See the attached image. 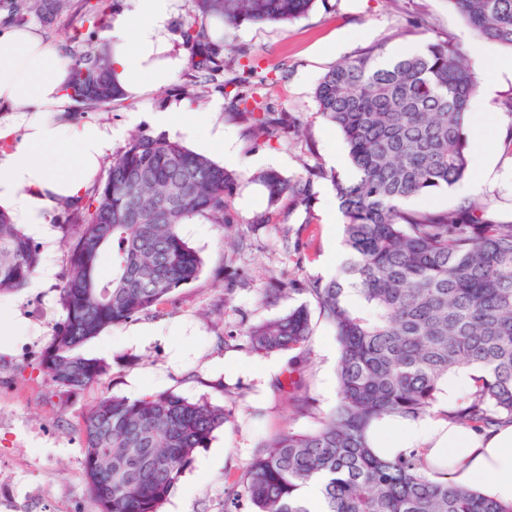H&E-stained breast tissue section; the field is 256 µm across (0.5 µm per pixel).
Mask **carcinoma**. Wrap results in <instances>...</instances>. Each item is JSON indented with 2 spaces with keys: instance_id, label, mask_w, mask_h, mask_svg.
Masks as SVG:
<instances>
[{
  "instance_id": "1",
  "label": "carcinoma",
  "mask_w": 512,
  "mask_h": 512,
  "mask_svg": "<svg viewBox=\"0 0 512 512\" xmlns=\"http://www.w3.org/2000/svg\"><path fill=\"white\" fill-rule=\"evenodd\" d=\"M43 0H0L21 20ZM316 0H190L182 36L204 78L224 71V50L206 23L291 21ZM481 38L512 49V0H448ZM108 0H82L81 18L96 27ZM375 46L344 59L318 81L320 115L344 141L352 175L316 166L286 177L263 171L254 180L270 207L286 198L309 210L314 179L331 182L352 255L345 273L262 288L266 299L307 295L339 344L336 407L307 432L282 430L263 440L230 486L254 512H313L301 489L318 484V512H512L503 502L447 478L448 466L413 450L380 456L371 443L384 419L431 414L448 376L478 372L472 391L448 417L473 432L512 424V221L464 199L447 211H408L402 204L448 189L470 171L465 117L479 82L466 52L452 39L377 66ZM69 88L82 103L124 99L105 55L93 47L72 58ZM253 70L224 84L236 92L231 110L250 115L256 138L283 133L270 102L250 92ZM239 175L176 141L135 135L115 155L106 180L66 204L73 223L59 226L66 266L59 287L64 323L40 365L67 390L98 382L108 365L81 347L196 281L199 252L180 227L196 216L230 222ZM42 250L0 208V295L26 288ZM355 293L360 305L349 300ZM310 304L248 327L250 352L299 349L311 336ZM229 421L224 407L162 392L130 400L101 398L82 426L87 490L97 512H159L200 448Z\"/></svg>"
}]
</instances>
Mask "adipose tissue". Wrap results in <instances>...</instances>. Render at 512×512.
I'll return each mask as SVG.
<instances>
[{
	"label": "adipose tissue",
	"instance_id": "obj_1",
	"mask_svg": "<svg viewBox=\"0 0 512 512\" xmlns=\"http://www.w3.org/2000/svg\"><path fill=\"white\" fill-rule=\"evenodd\" d=\"M108 16L98 40L111 73L127 94L175 81L183 61L168 57L167 27L175 0H128ZM71 61L43 42L34 28L0 32V206L27 234H40L66 200L80 199L112 150V128L69 123ZM373 435L387 457L420 448L434 464L453 460V480L469 486L490 478L491 495L512 501V425L486 437L442 417L383 420Z\"/></svg>",
	"mask_w": 512,
	"mask_h": 512
}]
</instances>
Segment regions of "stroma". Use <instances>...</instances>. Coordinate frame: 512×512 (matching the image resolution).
<instances>
[{
	"label": "stroma",
	"instance_id": "1",
	"mask_svg": "<svg viewBox=\"0 0 512 512\" xmlns=\"http://www.w3.org/2000/svg\"><path fill=\"white\" fill-rule=\"evenodd\" d=\"M66 13L50 9L27 15L25 22L50 47L71 55L97 44L98 33L86 30L80 41L70 35L81 23L78 7ZM169 24L171 56L185 65L176 83L107 106H76L74 123L111 125L113 151H120L136 133L163 137L199 151L197 141L178 128L161 131L131 115L174 105L198 113L202 127L220 125L224 148L208 150L213 161L223 152L236 157L240 175L230 205V224L209 225L199 233L196 221L181 234L203 259L200 277L151 312L105 329L81 348L110 369L97 383L75 392L53 387L41 366V353L65 319L59 302L64 253L57 225L73 221L61 207L54 226L40 236L44 247V287H28L0 299L13 320L22 324L16 335L0 340V512H96L83 470L81 429L87 411L102 397L139 398L171 392L192 401L205 400L230 414L208 447L198 449L160 512H224L226 488L264 437L284 429L307 431L332 411L337 399L338 345L332 329L313 318L312 335L300 350L264 357L250 353L245 335L250 325L285 315L300 297L260 300L259 288L270 279L307 280L334 276V240L343 234V217L329 181L313 184L311 211L291 212L285 223L256 224L252 218L268 208L267 194L255 174L272 167L284 176L304 174L317 164L350 176L343 139L318 113L314 89L320 77L339 61L375 44L394 59L437 39L453 38L467 52L478 76L475 95L493 133L483 152L489 174L476 189L459 182L447 190L406 201L409 209L445 211L470 197L486 204L496 218L512 220V50L479 38L448 0H316L309 13L291 22L245 23L224 33V69L243 63L256 68L253 89L271 100L286 125L280 139L253 140L250 123L229 111L210 118L215 101L229 104L223 79L196 85L190 65L192 51L181 34L187 0H176ZM301 239L299 250L288 243ZM156 326L161 336L138 347L114 345L116 337ZM234 371H227V364ZM271 371L255 376L253 365ZM302 380L306 404L294 403L277 381Z\"/></svg>",
	"mask_w": 512,
	"mask_h": 512
}]
</instances>
